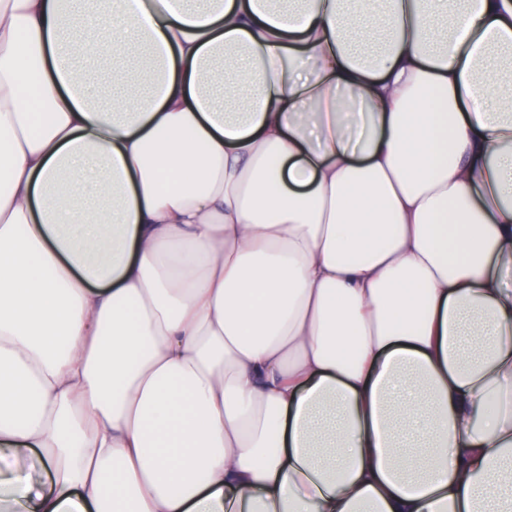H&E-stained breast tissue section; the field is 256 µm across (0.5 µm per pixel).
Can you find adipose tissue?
Masks as SVG:
<instances>
[{
    "mask_svg": "<svg viewBox=\"0 0 512 512\" xmlns=\"http://www.w3.org/2000/svg\"><path fill=\"white\" fill-rule=\"evenodd\" d=\"M229 496L512 512V0H0V512Z\"/></svg>",
    "mask_w": 512,
    "mask_h": 512,
    "instance_id": "1",
    "label": "adipose tissue"
}]
</instances>
